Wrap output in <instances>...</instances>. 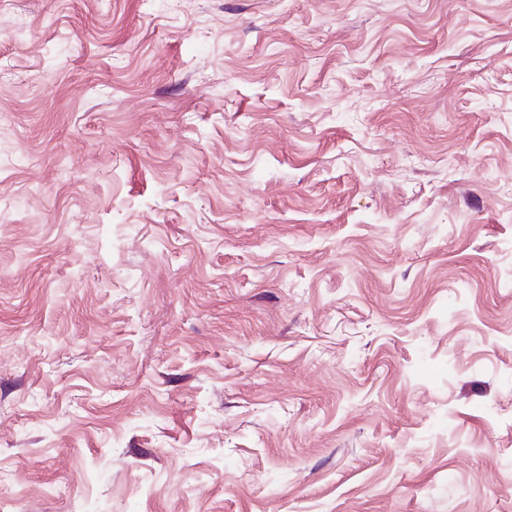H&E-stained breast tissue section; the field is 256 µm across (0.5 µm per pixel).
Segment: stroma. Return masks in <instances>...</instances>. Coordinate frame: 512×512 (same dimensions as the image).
I'll use <instances>...</instances> for the list:
<instances>
[{
	"label": "stroma",
	"instance_id": "obj_1",
	"mask_svg": "<svg viewBox=\"0 0 512 512\" xmlns=\"http://www.w3.org/2000/svg\"><path fill=\"white\" fill-rule=\"evenodd\" d=\"M0 512H512V0H0Z\"/></svg>",
	"mask_w": 512,
	"mask_h": 512
}]
</instances>
